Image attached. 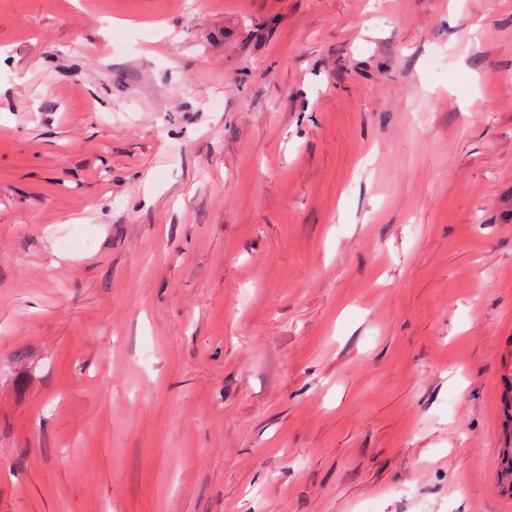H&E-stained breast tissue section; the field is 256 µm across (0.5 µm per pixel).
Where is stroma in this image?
Returning a JSON list of instances; mask_svg holds the SVG:
<instances>
[{"instance_id": "1", "label": "stroma", "mask_w": 512, "mask_h": 512, "mask_svg": "<svg viewBox=\"0 0 512 512\" xmlns=\"http://www.w3.org/2000/svg\"><path fill=\"white\" fill-rule=\"evenodd\" d=\"M0 512H512V0H0Z\"/></svg>"}]
</instances>
